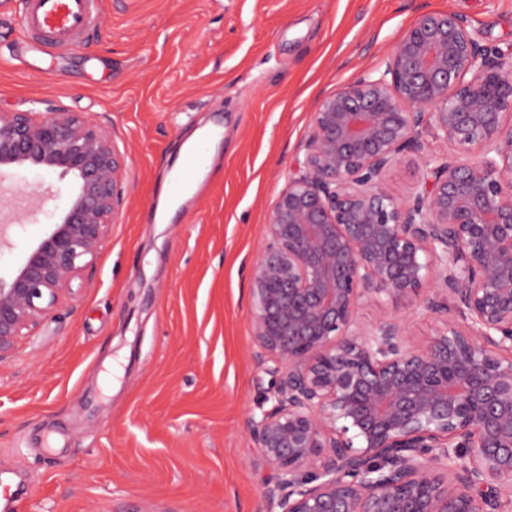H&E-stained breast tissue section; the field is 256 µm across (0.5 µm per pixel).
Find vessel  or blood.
Returning a JSON list of instances; mask_svg holds the SVG:
<instances>
[{"instance_id":"1","label":"vessel or blood","mask_w":512,"mask_h":512,"mask_svg":"<svg viewBox=\"0 0 512 512\" xmlns=\"http://www.w3.org/2000/svg\"><path fill=\"white\" fill-rule=\"evenodd\" d=\"M96 0H21L22 30L29 45L40 48L49 43L74 45L77 37L95 24ZM208 163L205 145H197L186 168L170 180L173 192L179 193L191 182L195 173Z\"/></svg>"}]
</instances>
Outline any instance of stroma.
<instances>
[{"label": "stroma", "instance_id": "35a3bbf8", "mask_svg": "<svg viewBox=\"0 0 512 512\" xmlns=\"http://www.w3.org/2000/svg\"><path fill=\"white\" fill-rule=\"evenodd\" d=\"M75 49L0 36V113L50 102L99 122L125 158L124 204L92 270L0 362V512H277L248 428L271 410L252 338L249 268L298 170L319 102L374 69L425 11L512 45V0H98ZM222 134L196 201L154 213L202 127ZM35 211L0 246L9 272L74 191L0 175ZM420 347L418 300L364 301Z\"/></svg>", "mask_w": 512, "mask_h": 512}]
</instances>
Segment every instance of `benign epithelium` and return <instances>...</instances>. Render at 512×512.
<instances>
[{
  "label": "benign epithelium",
  "mask_w": 512,
  "mask_h": 512,
  "mask_svg": "<svg viewBox=\"0 0 512 512\" xmlns=\"http://www.w3.org/2000/svg\"><path fill=\"white\" fill-rule=\"evenodd\" d=\"M453 147L426 150V127ZM250 274L274 407L247 426L279 512L512 507V46L451 12L420 14L382 65L325 97ZM423 175L397 198L385 173ZM70 176L57 221L0 276V362L74 299L123 202V157L62 107L0 113V173ZM425 344L363 300L423 284ZM453 303L461 321L448 317Z\"/></svg>",
  "instance_id": "obj_1"
}]
</instances>
